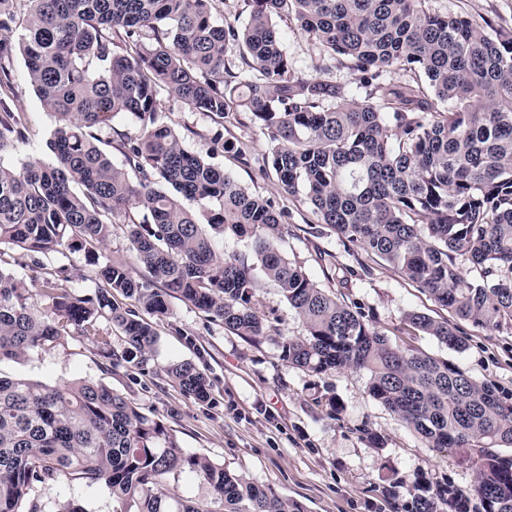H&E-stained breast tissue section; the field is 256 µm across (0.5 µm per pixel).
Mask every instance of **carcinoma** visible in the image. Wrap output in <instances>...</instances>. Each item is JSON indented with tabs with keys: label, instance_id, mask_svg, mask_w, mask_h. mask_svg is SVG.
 Segmentation results:
<instances>
[{
	"label": "carcinoma",
	"instance_id": "carcinoma-1",
	"mask_svg": "<svg viewBox=\"0 0 512 512\" xmlns=\"http://www.w3.org/2000/svg\"><path fill=\"white\" fill-rule=\"evenodd\" d=\"M211 2L0 0V153L25 139L22 116L4 106L15 51L58 121L53 162L0 163V246L36 267L50 254L82 252L101 282L94 296L75 297L59 267L40 285L51 300L46 315L31 287L0 265V360L70 335L114 366L143 360L157 332L139 310L163 317L171 298L239 336L270 335L255 307L252 265L215 246L216 234L246 236L306 328L278 343L279 357L315 374L368 371L374 399L431 447L479 449L484 512H512V455L496 452L512 447V401L444 360L392 344L336 301L281 249L288 211L187 152L158 119L163 92L219 120L248 113L268 136L265 164L317 223L390 264L455 319L497 330L512 326V35L436 12L429 0H242V25L218 24ZM289 18L308 36L312 75L297 72L283 48L278 21ZM338 57L361 76L365 98L329 77ZM391 72L407 78L386 79ZM121 113L140 123L121 143L126 170L100 138ZM120 218L130 258L102 262ZM460 257L476 277L463 276ZM105 316L125 338L119 354L100 329ZM407 321L451 349L465 347L452 321L418 312ZM167 374L184 395L210 400V381L194 363H173ZM185 471L209 500L167 490ZM59 479L103 487L118 504L113 512L128 504L135 512H304L185 452L161 421L99 381L0 377V512H38L23 503Z\"/></svg>",
	"mask_w": 512,
	"mask_h": 512
}]
</instances>
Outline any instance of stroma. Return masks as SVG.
<instances>
[{"label": "stroma", "instance_id": "obj_1", "mask_svg": "<svg viewBox=\"0 0 512 512\" xmlns=\"http://www.w3.org/2000/svg\"><path fill=\"white\" fill-rule=\"evenodd\" d=\"M429 6L512 34V0H430ZM9 72L15 95L8 105L23 114L27 133L24 142L0 154V163L18 168L32 158L53 162L49 143L58 123L29 84L22 55L14 56ZM159 118L179 133L186 151L224 169L249 192L288 209L281 247L322 288L360 308L392 343L448 361L512 399V326L490 332L461 323L466 347L460 351L410 329L408 313L440 318L445 309L386 262L317 224L300 197L284 193L260 162L269 141L258 127L240 116L217 123L208 113L187 111L166 94L160 98ZM219 132L228 141L249 140L253 162L240 163L218 148L213 137ZM0 260L26 281L66 267V288L77 296L91 295L97 286L80 253L50 255L35 268L18 250L6 247L0 249ZM256 308L281 337L304 335L302 322L279 289L261 276L256 279ZM153 323L157 347L142 363L113 366L91 341L65 336L24 359L1 361L0 377L50 385L80 378L100 381L163 422L186 452L245 474L259 487L299 501L306 512H405L420 484H448L472 494V462L455 451L430 447L376 401L367 371L314 374L293 368L280 360L276 342L236 335L177 299L171 300L168 314ZM181 361L194 363L209 378V402H196L170 383L165 369ZM371 432L381 437V444L369 442ZM33 497L42 512H57L68 501L85 512H113L111 497L97 485L62 479L38 485ZM469 512H484L473 494Z\"/></svg>", "mask_w": 512, "mask_h": 512}]
</instances>
